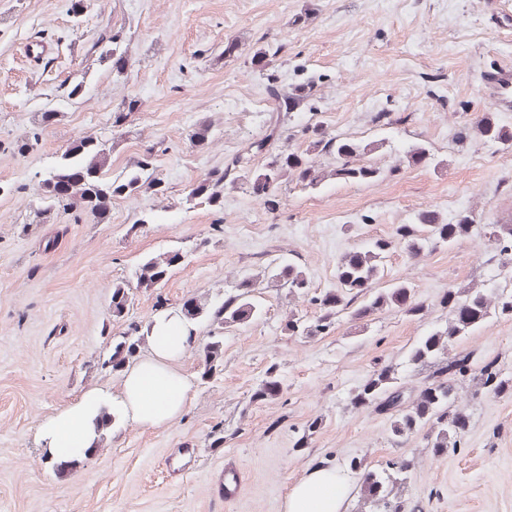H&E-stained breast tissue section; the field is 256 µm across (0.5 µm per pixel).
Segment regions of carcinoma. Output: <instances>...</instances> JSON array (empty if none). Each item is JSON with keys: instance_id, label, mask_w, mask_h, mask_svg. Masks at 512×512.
Instances as JSON below:
<instances>
[{"instance_id": "obj_1", "label": "carcinoma", "mask_w": 512, "mask_h": 512, "mask_svg": "<svg viewBox=\"0 0 512 512\" xmlns=\"http://www.w3.org/2000/svg\"><path fill=\"white\" fill-rule=\"evenodd\" d=\"M304 98V89L293 87L283 92L279 107L288 111L294 109ZM310 138L309 149L305 153L280 152L273 156L262 168L255 170L250 179L252 193L267 202L275 201L282 179L290 173L297 179L310 184L321 178L315 167L312 154L326 151L336 153L338 165L331 175L338 179L353 181H373L380 176L378 168L361 161L367 148L351 141L336 139L323 130L313 128L305 130ZM462 136L474 135L485 141H494L512 146V128L500 125L491 117L484 116L472 126L461 131ZM111 147L105 142L93 139L73 143L61 154L56 166L42 180L41 187L45 199L50 203L74 199L85 209L104 217L109 213L112 199L129 191L146 188L156 194L165 191L163 179L158 177L151 162L142 159L137 162L125 177L120 180H108L103 171L107 166ZM224 172H212L193 185L189 192L192 199L219 208L224 201ZM419 224L426 234H420L414 227L404 224L396 229V242L408 255L416 256L426 247L439 244H451L460 236L468 233L474 224V218L467 212L456 216L455 222L441 224L435 214H419ZM493 241L498 250L500 265L512 271V224H499L492 232ZM379 240L372 247L341 257L336 263V278L340 289L327 292L320 297L321 313L313 322H302L290 318L285 329L291 335L318 336L330 329L341 313L362 320L384 307H397L411 316H417L423 310L419 303L411 300L409 287L404 283L389 288H374L384 275L381 267L382 255L394 244ZM180 252L171 251L143 261L135 272V285L127 281L116 282L112 286V295L108 313L114 320L125 316L131 288L144 291L160 286L169 271L177 265ZM276 277L283 281L290 291L298 292L308 288L304 272L296 265L282 263L276 266ZM257 279L246 277L236 285L237 294L228 299L206 306L191 299L183 308V316L189 321L207 318L212 326L209 341L203 348L204 371L201 377L207 378L224 364V329L245 325L255 320L259 309L254 300ZM363 298L359 304L358 298ZM443 303L453 314V319L443 331L433 332L423 337L410 353L409 361L424 362L427 359L448 350L453 340L464 336L479 326L487 316L494 312L500 316L512 317V295L495 294L490 298L482 290L448 289ZM133 334L123 335L112 340V348L105 364L119 372L130 366L136 359L140 346L145 342V334L139 328H132ZM448 373V379H436L426 385L413 406L393 417L390 430L394 437L401 438L423 427H428L427 439L438 453L448 449H457L454 438L468 426L466 414L450 411L454 403V383L451 377L468 372L467 360L454 359L443 364L438 373ZM480 383L495 394L506 389L507 380L498 378V373L485 366ZM395 377L386 368L375 371L360 387L354 396L357 405L372 406L380 412L391 411L399 406V391L394 389ZM408 464L404 460H391L380 470H367L362 475L361 494L371 503L374 512H399V503L395 501L394 488Z\"/></svg>"}]
</instances>
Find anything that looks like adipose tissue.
Returning a JSON list of instances; mask_svg holds the SVG:
<instances>
[{
	"instance_id": "obj_1",
	"label": "adipose tissue",
	"mask_w": 512,
	"mask_h": 512,
	"mask_svg": "<svg viewBox=\"0 0 512 512\" xmlns=\"http://www.w3.org/2000/svg\"><path fill=\"white\" fill-rule=\"evenodd\" d=\"M192 329L179 312L156 315L150 322L151 355L125 373L118 394L109 397L99 390L87 391L41 424L40 439L49 454L67 462L84 458L97 439L95 423L104 409L146 428L181 417L188 386L175 364L187 350ZM351 483L343 470L314 467L287 492L284 512H345Z\"/></svg>"
}]
</instances>
